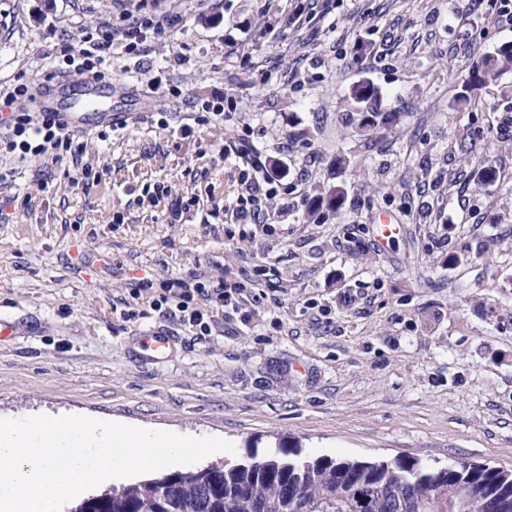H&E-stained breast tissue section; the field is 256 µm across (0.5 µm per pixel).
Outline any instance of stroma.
Returning a JSON list of instances; mask_svg holds the SVG:
<instances>
[{"label": "stroma", "mask_w": 512, "mask_h": 512, "mask_svg": "<svg viewBox=\"0 0 512 512\" xmlns=\"http://www.w3.org/2000/svg\"><path fill=\"white\" fill-rule=\"evenodd\" d=\"M140 15L172 23L112 73L125 131L77 158L0 152V418L216 436L237 462L286 445L512 470V137L496 132L512 72L478 106L457 99L512 30L469 0H0V85L43 83L65 49ZM365 86L398 115L366 136ZM216 102L223 120L191 124ZM243 137L274 179L261 224L228 212L240 169L221 151ZM320 185L344 202L310 224ZM196 278L241 287L207 336L134 294ZM153 331L175 347L146 362Z\"/></svg>", "instance_id": "1"}]
</instances>
